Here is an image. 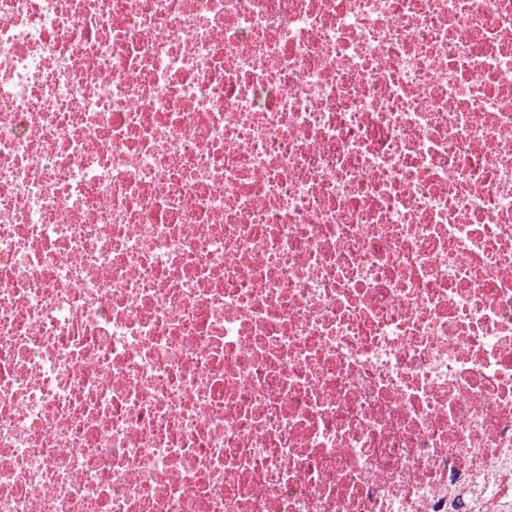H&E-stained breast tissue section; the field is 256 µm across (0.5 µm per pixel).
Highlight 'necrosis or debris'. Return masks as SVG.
<instances>
[{
  "mask_svg": "<svg viewBox=\"0 0 512 512\" xmlns=\"http://www.w3.org/2000/svg\"><path fill=\"white\" fill-rule=\"evenodd\" d=\"M0 512H512V0H0Z\"/></svg>",
  "mask_w": 512,
  "mask_h": 512,
  "instance_id": "1",
  "label": "necrosis or debris"
}]
</instances>
